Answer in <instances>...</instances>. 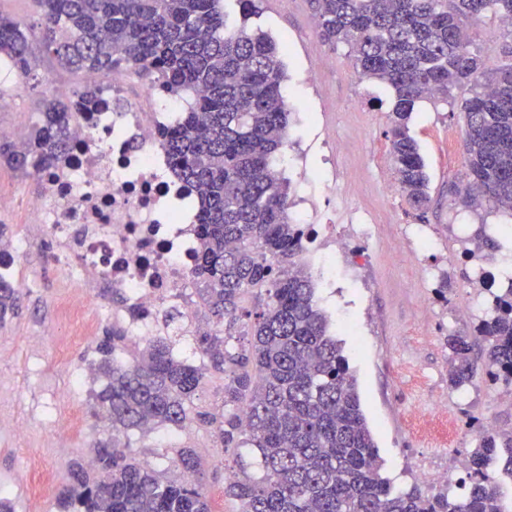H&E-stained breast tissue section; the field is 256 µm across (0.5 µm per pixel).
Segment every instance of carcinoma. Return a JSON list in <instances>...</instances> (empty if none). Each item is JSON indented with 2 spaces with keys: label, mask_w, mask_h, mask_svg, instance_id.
Returning a JSON list of instances; mask_svg holds the SVG:
<instances>
[{
  "label": "carcinoma",
  "mask_w": 512,
  "mask_h": 512,
  "mask_svg": "<svg viewBox=\"0 0 512 512\" xmlns=\"http://www.w3.org/2000/svg\"><path fill=\"white\" fill-rule=\"evenodd\" d=\"M39 29L0 15V59L35 80L32 42L57 63L85 74L112 76L125 65L144 82L163 83L184 102L157 141L171 166L202 203L197 224L195 295L214 328L194 335L197 365L174 355L171 336H148L128 362L119 351L132 341L143 312L127 308L128 326H112L97 343L101 387L90 396L104 411L112 438L94 445L86 465L69 464L63 512H212L194 449L177 450L167 478L137 457L131 435L159 426L183 428L194 418L236 454L241 477L224 486L238 512H502L489 465L505 459L512 478V434L487 432L467 457L470 486L461 495L396 488L384 474L357 380L319 306L316 280L303 254L307 235L289 213V182L275 165L291 112L286 71L275 41L246 20L255 0H238L243 22L232 23L223 0H33ZM317 33L343 45L361 77L388 85L393 108L389 153L397 186L410 207L425 212L429 175L410 123L425 100L448 101L461 85L468 169L458 202L489 203L512 214V45L494 68L470 50L468 24L490 13L512 19V0H310ZM47 101L19 145L0 137V158L23 176L53 167L69 146L72 110ZM465 256L499 250L486 225L472 230ZM490 312L474 335L452 332L448 387H468L485 370L512 385V287L489 290ZM252 294L255 311H243ZM19 290L0 279V324L15 314ZM240 336L246 346L236 347ZM479 346L482 362L473 356ZM224 374V405L194 410L207 372Z\"/></svg>",
  "instance_id": "carcinoma-1"
}]
</instances>
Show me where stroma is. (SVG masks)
Listing matches in <instances>:
<instances>
[{"mask_svg":"<svg viewBox=\"0 0 512 512\" xmlns=\"http://www.w3.org/2000/svg\"><path fill=\"white\" fill-rule=\"evenodd\" d=\"M256 3L258 13L248 23L279 43L287 71L288 142L297 148L285 172L292 217L301 218L303 201L315 199L319 206L308 217L311 223L341 230L362 218L372 227L362 243L364 260L351 251L336 255L339 266L355 265V272L319 289L317 297L344 342L386 473L396 486L407 487L426 465L441 475L429 484L430 492L461 494L469 481L463 462L480 433H512V398L504 397L503 384L481 374L467 389L448 387L445 338L485 316L491 303L476 282L481 273L500 274L512 255V241L505 240L488 261L475 264L462 256L463 237L472 225L512 222V214L488 204L465 210L449 191L467 170L458 103L472 90L455 89L453 102H424L416 109L411 133L427 164L431 198L425 216L417 217L400 193L385 191L394 179L385 136L391 90L361 80L346 48H330L319 37L309 0ZM33 52L43 78L39 85L24 84L12 71L0 73V90L10 100L0 112V129L32 120L44 100L56 98L57 85L72 90L83 85L82 73L61 68L41 47ZM37 191V179L0 164V195L13 200L10 211L0 212V224L8 226L9 239L26 243L15 268L22 290L19 313L0 325V495L10 499L14 512H57L70 462L91 460L94 442L112 433L109 423L88 412L96 382L86 369L116 307L89 294L87 312L97 321L90 336L79 335L61 315L60 298L78 293L79 282L48 264L44 232L26 222ZM445 274L451 283L441 300L435 290ZM427 410L438 411V427L423 425L420 415ZM76 411L84 415L80 433L54 431V424L66 423ZM17 423L24 424V436L14 435ZM184 446L201 462L213 512H237V503L224 494L233 456L206 426L193 420L134 441L136 452L164 473ZM38 470L50 476L41 493L32 489Z\"/></svg>","mask_w":512,"mask_h":512,"instance_id":"1","label":"stroma"}]
</instances>
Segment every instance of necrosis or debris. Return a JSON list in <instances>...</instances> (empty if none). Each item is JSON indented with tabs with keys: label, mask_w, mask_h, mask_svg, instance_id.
Segmentation results:
<instances>
[{
	"label": "necrosis or debris",
	"mask_w": 512,
	"mask_h": 512,
	"mask_svg": "<svg viewBox=\"0 0 512 512\" xmlns=\"http://www.w3.org/2000/svg\"><path fill=\"white\" fill-rule=\"evenodd\" d=\"M84 83L98 87L96 103L76 109L72 148L42 174V197L27 219L50 238L51 264L76 273L86 288L109 283L127 306L148 312L133 335L166 334L163 315L174 307L189 318L186 335H194L198 211L157 142L174 104L158 83L130 99L122 67Z\"/></svg>",
	"instance_id": "necrosis-or-debris-1"
}]
</instances>
